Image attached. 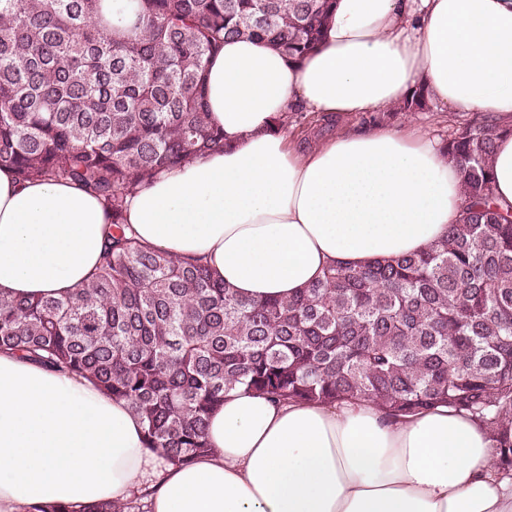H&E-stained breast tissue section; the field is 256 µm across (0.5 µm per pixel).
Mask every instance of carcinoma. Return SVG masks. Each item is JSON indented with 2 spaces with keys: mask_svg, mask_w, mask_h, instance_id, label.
Returning <instances> with one entry per match:
<instances>
[{
  "mask_svg": "<svg viewBox=\"0 0 512 512\" xmlns=\"http://www.w3.org/2000/svg\"><path fill=\"white\" fill-rule=\"evenodd\" d=\"M335 0H0V169L63 180L111 218L89 282L68 297L0 296V350L125 400L146 448L182 465L243 386L274 403L367 398L392 416L438 404L494 432L512 473V212L493 202L498 130L445 144L466 206L420 254L324 268L288 299L237 297L198 259L126 232V202L163 168L224 146L205 72L228 39L292 59L321 42ZM429 107L424 88L397 109ZM37 512H145L140 499Z\"/></svg>",
  "mask_w": 512,
  "mask_h": 512,
  "instance_id": "obj_1",
  "label": "carcinoma"
}]
</instances>
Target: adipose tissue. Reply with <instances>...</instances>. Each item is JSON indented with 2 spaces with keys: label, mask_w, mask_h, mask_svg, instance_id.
Masks as SVG:
<instances>
[{
  "label": "adipose tissue",
  "mask_w": 512,
  "mask_h": 512,
  "mask_svg": "<svg viewBox=\"0 0 512 512\" xmlns=\"http://www.w3.org/2000/svg\"><path fill=\"white\" fill-rule=\"evenodd\" d=\"M420 86L498 128L494 199L511 210L512 0H336L300 60L261 41L224 43L206 71L223 148L138 187L125 221L254 300L291 297L337 261L421 252L465 204L442 144L407 125L301 145L278 124L299 103L325 118L365 114ZM108 222L75 185L0 170V293L82 288ZM207 436L208 454L165 463L124 400L0 350V512L121 504L137 491L148 512H512L491 428L445 405L394 418L368 400L276 404L235 390Z\"/></svg>",
  "instance_id": "adipose-tissue-1"
}]
</instances>
